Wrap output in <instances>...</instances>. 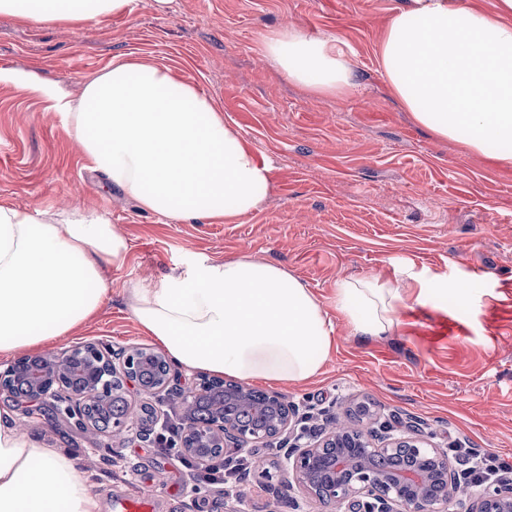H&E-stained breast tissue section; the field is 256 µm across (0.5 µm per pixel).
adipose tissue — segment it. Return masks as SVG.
Returning <instances> with one entry per match:
<instances>
[{"label": "adipose tissue", "instance_id": "1", "mask_svg": "<svg viewBox=\"0 0 512 512\" xmlns=\"http://www.w3.org/2000/svg\"><path fill=\"white\" fill-rule=\"evenodd\" d=\"M134 0H0V14L33 23L129 14ZM263 52L290 83L318 96L354 88L353 49L301 28L266 35ZM391 96L437 137L512 169V0L487 11L474 0H402L377 44ZM18 89L36 75L1 70ZM42 86V85H39ZM91 170L149 213L176 222L231 220L257 211L271 166L224 112L171 67L113 57L79 94L42 86ZM127 237L98 210L0 206V354L40 350L91 321L112 293L105 268L122 269ZM426 286L380 275L338 280L337 312L354 335L380 338ZM140 330L186 368L244 381L303 382L320 374L333 324L286 267L244 254H188L170 272L124 283ZM87 472L0 411V512H101Z\"/></svg>", "mask_w": 512, "mask_h": 512}]
</instances>
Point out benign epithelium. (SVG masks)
Segmentation results:
<instances>
[{
  "mask_svg": "<svg viewBox=\"0 0 512 512\" xmlns=\"http://www.w3.org/2000/svg\"><path fill=\"white\" fill-rule=\"evenodd\" d=\"M153 359L163 362L165 373L147 387L142 373ZM171 359L141 347L88 344L75 346L58 355L33 356L18 360L0 371V394L23 401L37 409L51 407L80 428L94 425L87 413L91 403L108 405L116 398L127 405V413L112 419L104 428L113 439L130 435L138 438L156 433L163 448L178 446L196 465L209 467L218 462L209 449L222 448L230 456L246 457L255 448H276L284 436L292 445L281 459L284 473L293 477L306 493L320 501L336 504V512H512V493L493 485L462 481L451 468L448 452L428 443L416 425L403 433H392L384 422L375 428L349 429L341 434L331 428L322 436L296 430L295 404L273 394L272 418L268 429L253 432L224 416L215 414L206 422L185 419L174 433L167 415L149 411L145 417L134 409L131 394L157 397L168 388ZM222 393L237 403L247 401L251 388L240 382L205 379L186 396L205 397ZM367 449L373 457L403 450L416 459L433 464V469H415L403 474H384L367 464H358L346 449L349 441Z\"/></svg>",
  "mask_w": 512,
  "mask_h": 512,
  "instance_id": "7a95c632",
  "label": "benign epithelium"
}]
</instances>
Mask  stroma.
<instances>
[{
    "label": "stroma",
    "instance_id": "stroma-1",
    "mask_svg": "<svg viewBox=\"0 0 512 512\" xmlns=\"http://www.w3.org/2000/svg\"><path fill=\"white\" fill-rule=\"evenodd\" d=\"M398 0H173L160 12L136 0L132 15L98 23L32 25L0 15V68L78 91L113 56L170 66L224 111L271 166L263 206L230 221L173 223L141 211L88 169L50 102L0 83V205L75 204L106 212L130 243L128 264L106 269L112 297L56 350L109 343L153 348L125 305V280L169 272L193 252L241 254L287 267L332 316L333 347L320 376L256 383L299 405L321 432L377 415L394 428L417 422L433 445L471 448L512 462V170L435 137L389 96L376 47ZM284 27L343 37L355 51L354 89L316 97L269 66L263 35ZM380 274L403 285L441 280L408 301L394 335L354 336L336 314L337 280ZM26 431L74 455L113 512L115 494L159 490L156 512H335L287 487L282 453L258 448L269 473L199 488L182 454L151 440L107 444L52 410L10 400Z\"/></svg>",
    "mask_w": 512,
    "mask_h": 512
}]
</instances>
